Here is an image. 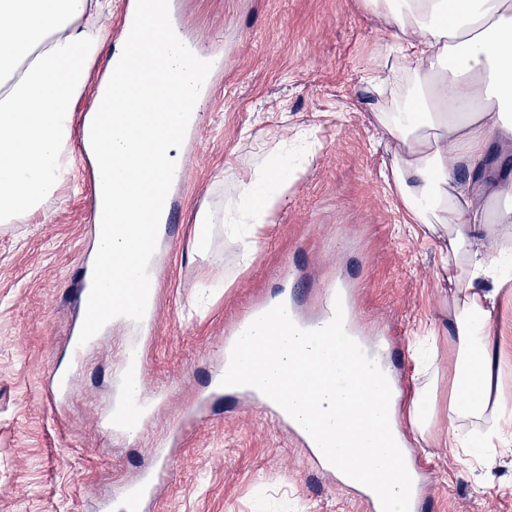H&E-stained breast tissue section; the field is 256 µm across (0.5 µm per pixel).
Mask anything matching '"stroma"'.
<instances>
[{
	"instance_id": "stroma-1",
	"label": "stroma",
	"mask_w": 512,
	"mask_h": 512,
	"mask_svg": "<svg viewBox=\"0 0 512 512\" xmlns=\"http://www.w3.org/2000/svg\"><path fill=\"white\" fill-rule=\"evenodd\" d=\"M185 31L205 51L224 50L197 134L182 143L185 182L174 187L180 230L161 244V318L141 348L144 391L169 397L167 411L134 438L103 432L98 418L116 389L135 326L115 321L71 375L66 426L43 404L44 377L66 362L81 321L78 277L93 251L94 223L76 161L69 184L25 224H0V512H103L105 498L134 479L224 361V330L250 307L288 289L319 314L326 289H354L365 334L396 328L404 399L432 388V419L409 432L430 470L426 512H512V447L493 468L448 442L455 350L441 315L439 242L406 223L390 188L389 154L375 130L376 91L364 81L384 67L394 37L360 0H178ZM294 131L315 143L251 252L223 225L206 251L195 246L200 207L224 209L242 175L278 152ZM289 264L290 278L279 275ZM498 343L500 407L512 419V295L491 320ZM170 475L146 512H370L356 494L312 471L297 443L246 395L223 397L211 420L173 447Z\"/></svg>"
}]
</instances>
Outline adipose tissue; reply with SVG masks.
<instances>
[{
    "label": "adipose tissue",
    "instance_id": "adipose-tissue-1",
    "mask_svg": "<svg viewBox=\"0 0 512 512\" xmlns=\"http://www.w3.org/2000/svg\"><path fill=\"white\" fill-rule=\"evenodd\" d=\"M397 41L393 65L405 94L374 104L373 115L392 148L391 188L409 223L438 236L441 275L448 283L446 314L458 361L448 431L498 407L495 343L490 320L512 291V267L490 255L512 225V180L491 174L489 145L512 148V0H362ZM110 0H0V223L24 224L67 185L72 139L112 160L127 175L129 208L147 202L163 168L177 163L167 138L171 104L193 92L186 82L138 93L135 122L98 125L76 120L100 47L93 22ZM295 165L287 155L255 166L239 182L233 206L218 214L200 208L199 239L224 223L245 250L279 208Z\"/></svg>",
    "mask_w": 512,
    "mask_h": 512
}]
</instances>
